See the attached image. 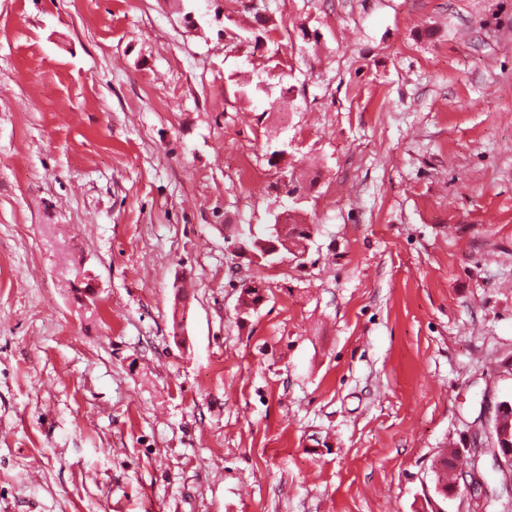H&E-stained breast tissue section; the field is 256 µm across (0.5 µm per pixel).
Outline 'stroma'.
<instances>
[{
	"label": "stroma",
	"instance_id": "stroma-1",
	"mask_svg": "<svg viewBox=\"0 0 512 512\" xmlns=\"http://www.w3.org/2000/svg\"><path fill=\"white\" fill-rule=\"evenodd\" d=\"M501 401L512 0H0V512H512ZM275 232L272 234L273 239L268 242L267 248L268 253L266 254V257H272L273 262L271 264H279L283 263L286 259H283V253L281 252V246L279 243H284V245L289 248V254H291L293 257V260L299 259L302 257V254H306L307 245L304 244V247L301 248H294L290 245H288V242L285 241L283 237V229L280 224L274 225ZM275 239V240H274ZM277 259H283L282 261H276ZM275 261V262H274ZM511 402L502 401L496 405L494 416L492 418L496 423L498 422L504 412H508L511 408ZM490 433L492 437L489 439L491 448H483L484 453H480V457L484 454L491 455L495 448L496 454L492 460V467L499 469L505 468L512 464V448H503L506 445L512 444V412L505 414L502 419L491 428ZM502 447V448H501ZM450 454V456L447 454L442 457L440 460V468H437L439 473L437 474L435 489L437 493L444 498H448V495L455 496L462 491L460 483L461 476L458 477L456 473V471L459 470V456L455 451L450 452ZM456 461L458 464H456ZM453 481H455V483L451 485Z\"/></svg>",
	"mask_w": 512,
	"mask_h": 512
}]
</instances>
